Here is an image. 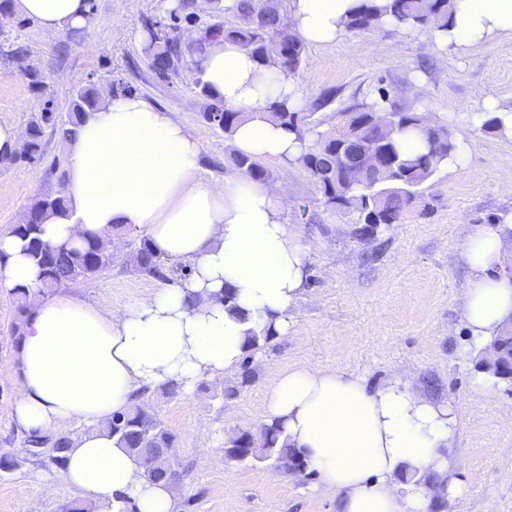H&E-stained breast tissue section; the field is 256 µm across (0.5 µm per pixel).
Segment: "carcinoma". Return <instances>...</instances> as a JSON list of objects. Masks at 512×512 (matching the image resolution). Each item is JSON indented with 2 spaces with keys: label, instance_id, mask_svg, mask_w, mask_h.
Here are the masks:
<instances>
[{
  "label": "carcinoma",
  "instance_id": "carcinoma-1",
  "mask_svg": "<svg viewBox=\"0 0 512 512\" xmlns=\"http://www.w3.org/2000/svg\"><path fill=\"white\" fill-rule=\"evenodd\" d=\"M451 0H389L378 5L373 0H360L351 10L345 24L350 32H367L385 26L395 28L428 27L434 33L448 32ZM224 23L205 30L204 48L210 40L222 37L239 44L263 67H277L296 74L307 58V43L288 28L286 13L278 0H224ZM150 34L145 51L151 60L156 76L167 78L178 72L184 53L177 38L158 21L146 24ZM198 94L208 100L203 117L215 120L214 129L232 135L244 114L224 107L197 78L194 82ZM99 103V93L92 85L83 86L72 96L67 119L60 121L47 109L31 119L27 128L28 156L13 157V163H29L41 153L44 129H59L65 140L72 139L78 126ZM294 133L304 151L298 163L314 179L324 206L355 217L360 224L358 232L363 237L375 234L376 224H399L405 208L418 189L430 180L440 164L458 154V145L451 129L445 125L434 126L425 116V110L413 105L392 102L391 94L383 86L377 87L368 100L341 113V121L352 126L354 135L336 139V130L320 129L306 122V116L286 103H273L270 112L262 115ZM348 162L375 155L381 171L368 182H351L336 175V149ZM236 168L255 181L269 179L268 170L256 158L236 152ZM65 196L38 200L22 224L12 225V231L27 240L28 252L39 267L43 289L52 290L82 282L112 264V252L104 240L94 238L81 248L54 246L40 237L42 216L59 211L65 206ZM139 270L145 274L167 278L164 260L146 243L138 248ZM275 336L269 325L254 324L247 330L246 350L264 347ZM107 430L120 447L136 457L142 464L144 476L152 484L163 483L165 469L164 450L175 448V435L149 410L136 404L112 415ZM280 423L272 420L264 424L258 441L242 433L225 449L228 459L244 462L273 459L288 470H305L307 463L300 452L288 445L282 437ZM73 438L53 434L46 437H29V455L44 465L62 469L66 452ZM118 504L100 505L103 512H138L135 502L126 495L116 496Z\"/></svg>",
  "mask_w": 512,
  "mask_h": 512
}]
</instances>
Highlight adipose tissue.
I'll return each mask as SVG.
<instances>
[{"label": "adipose tissue", "mask_w": 512, "mask_h": 512, "mask_svg": "<svg viewBox=\"0 0 512 512\" xmlns=\"http://www.w3.org/2000/svg\"><path fill=\"white\" fill-rule=\"evenodd\" d=\"M358 2L289 0L288 23L306 43L329 45ZM14 8L53 35L84 27L91 4L15 0ZM491 37L512 38V0H453L444 44L463 50ZM195 67L226 108L250 113L232 135L239 152L283 160L302 152L293 134L259 117L278 98L302 103L294 77L261 69L247 50L221 39ZM201 155L185 121L137 93L103 94L78 127L66 207L43 220V240L80 248L114 229L135 230L156 254L191 266L189 276L121 309L74 293L44 298L23 240L0 232V296L23 291L30 305L6 369L18 390L13 420L38 436L83 423L63 479L102 503L129 495L139 512H173L174 495L147 482L138 460L108 434V419L141 389L176 381L188 390L202 375L237 369L247 326L225 309V288L252 321L284 336L306 278L305 251L284 220L285 189L243 174L201 181ZM511 256L512 212L462 246L475 276L459 298L461 321L475 342H488L512 321V278L498 272ZM268 412L320 485L338 494L339 512H428L432 498L461 492L457 480L430 489L400 479L423 469L446 472V450L458 433L452 411L410 383L371 389L357 376L296 367L271 388Z\"/></svg>", "instance_id": "adipose-tissue-1"}]
</instances>
